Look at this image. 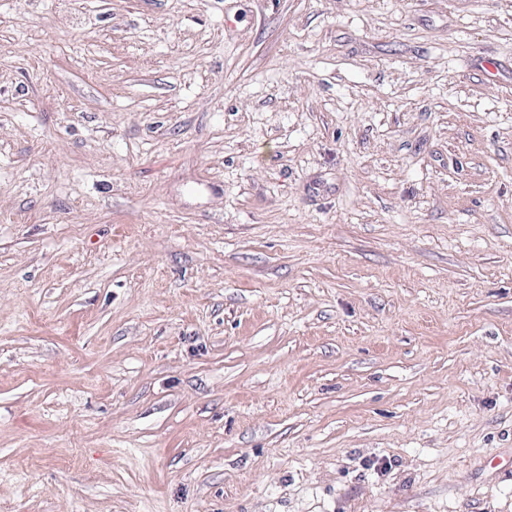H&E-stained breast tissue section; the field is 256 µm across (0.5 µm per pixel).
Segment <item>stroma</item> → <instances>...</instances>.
Segmentation results:
<instances>
[{
    "instance_id": "obj_1",
    "label": "stroma",
    "mask_w": 512,
    "mask_h": 512,
    "mask_svg": "<svg viewBox=\"0 0 512 512\" xmlns=\"http://www.w3.org/2000/svg\"><path fill=\"white\" fill-rule=\"evenodd\" d=\"M0 512H512V0H0Z\"/></svg>"
}]
</instances>
